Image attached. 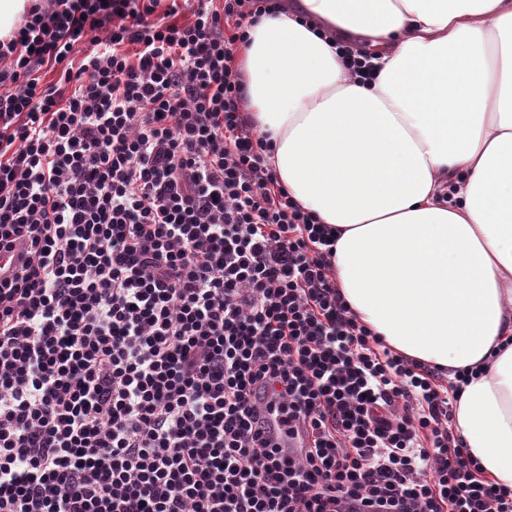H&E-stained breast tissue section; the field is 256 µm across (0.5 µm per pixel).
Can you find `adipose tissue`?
Wrapping results in <instances>:
<instances>
[{
    "label": "adipose tissue",
    "instance_id": "ef3b65f1",
    "mask_svg": "<svg viewBox=\"0 0 512 512\" xmlns=\"http://www.w3.org/2000/svg\"><path fill=\"white\" fill-rule=\"evenodd\" d=\"M237 61L279 181L339 231L344 299L395 351L472 370L456 428L512 487V0H291Z\"/></svg>",
    "mask_w": 512,
    "mask_h": 512
}]
</instances>
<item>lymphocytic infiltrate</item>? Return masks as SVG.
Here are the masks:
<instances>
[{
  "label": "lymphocytic infiltrate",
  "mask_w": 512,
  "mask_h": 512,
  "mask_svg": "<svg viewBox=\"0 0 512 512\" xmlns=\"http://www.w3.org/2000/svg\"><path fill=\"white\" fill-rule=\"evenodd\" d=\"M279 6L33 0L0 39V512H512L465 373L357 319L247 121Z\"/></svg>",
  "instance_id": "1"
}]
</instances>
